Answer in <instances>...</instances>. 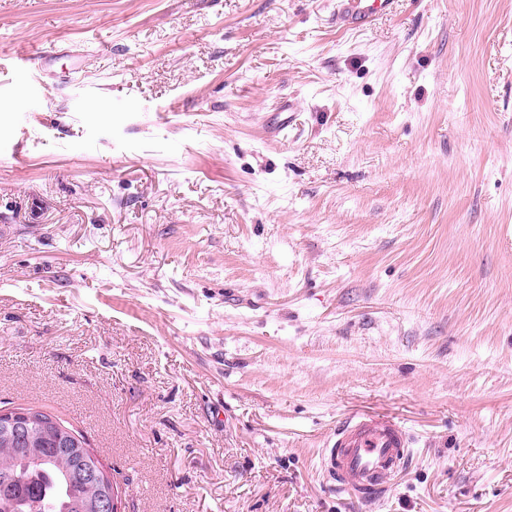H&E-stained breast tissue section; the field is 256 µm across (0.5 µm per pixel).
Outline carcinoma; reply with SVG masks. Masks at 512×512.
I'll return each mask as SVG.
<instances>
[{
	"label": "carcinoma",
	"mask_w": 512,
	"mask_h": 512,
	"mask_svg": "<svg viewBox=\"0 0 512 512\" xmlns=\"http://www.w3.org/2000/svg\"><path fill=\"white\" fill-rule=\"evenodd\" d=\"M21 413L32 420L23 439L0 434V512H88L95 489L82 473L94 466L109 475L83 434L71 424L35 408L0 413V422Z\"/></svg>",
	"instance_id": "cac0c4a2"
}]
</instances>
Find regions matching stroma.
<instances>
[{"mask_svg": "<svg viewBox=\"0 0 512 512\" xmlns=\"http://www.w3.org/2000/svg\"><path fill=\"white\" fill-rule=\"evenodd\" d=\"M333 10L0 0V409L122 512H512V0ZM355 413L412 437L372 502ZM396 0H336V27L356 29L370 22L377 13L391 11ZM329 445L326 472L336 492L371 502L407 468L411 435L392 417L354 414L336 426Z\"/></svg>", "mask_w": 512, "mask_h": 512, "instance_id": "35a3bbf8", "label": "stroma"}]
</instances>
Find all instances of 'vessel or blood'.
<instances>
[{
    "label": "vessel or blood",
    "mask_w": 512,
    "mask_h": 512,
    "mask_svg": "<svg viewBox=\"0 0 512 512\" xmlns=\"http://www.w3.org/2000/svg\"><path fill=\"white\" fill-rule=\"evenodd\" d=\"M395 0H336L338 28L356 29L378 13L390 12ZM411 435L408 428L388 416L354 414L336 427L326 456L329 480L337 492L362 501L377 499L390 480L407 468Z\"/></svg>",
    "instance_id": "1"
}]
</instances>
